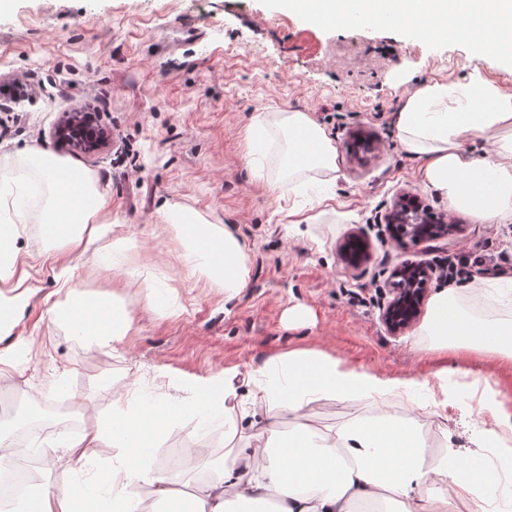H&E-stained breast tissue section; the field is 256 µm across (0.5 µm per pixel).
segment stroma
<instances>
[{"instance_id":"stroma-1","label":"stroma","mask_w":512,"mask_h":512,"mask_svg":"<svg viewBox=\"0 0 512 512\" xmlns=\"http://www.w3.org/2000/svg\"><path fill=\"white\" fill-rule=\"evenodd\" d=\"M512 92V64L457 38L429 39L412 22L392 26L321 20L312 4L280 0H6L0 7V156L52 151L96 173L107 192L103 236L82 255L29 268L30 294L13 334L17 370L0 374V396L34 405L72 398L93 429L112 416L134 383L147 393L176 392V374L235 367L266 356L319 349L350 366L393 377H424L443 366L478 369L512 393V368L484 356L458 357L416 345V330L391 333L381 320L388 280L404 261L474 268L493 260L512 275V223L479 224L453 210L418 174L420 163L395 136L394 118L418 86L465 80L473 67ZM90 111L109 136L101 149L67 150L54 131L67 112ZM308 112L333 140L335 214L290 224L287 198L252 179L243 159L245 128L258 112ZM418 197L459 232L401 247L386 223L400 195ZM167 204L230 225L250 245L251 274L238 299L191 275L175 234L161 222ZM369 258L347 265L350 234ZM126 249L113 269L114 245ZM89 294L115 296L135 319L128 336L106 346L73 342L49 310L63 276ZM166 290L171 311L145 308V291ZM40 337L45 349L23 339ZM414 418L424 445L475 449L468 407L420 414L390 395L321 400L305 424L329 432L375 416ZM174 429L162 441L177 499L201 497L212 462L227 446L202 432L185 447Z\"/></svg>"}]
</instances>
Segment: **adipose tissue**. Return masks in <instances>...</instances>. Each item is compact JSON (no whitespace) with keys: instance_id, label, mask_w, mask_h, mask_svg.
<instances>
[{"instance_id":"adipose-tissue-1","label":"adipose tissue","mask_w":512,"mask_h":512,"mask_svg":"<svg viewBox=\"0 0 512 512\" xmlns=\"http://www.w3.org/2000/svg\"><path fill=\"white\" fill-rule=\"evenodd\" d=\"M396 17H412L425 37L444 40L434 26L438 14L455 9L492 21L512 9V0H389ZM396 137L423 161L424 184L447 198L451 208L480 224L512 223V92L473 68L465 82L431 81L408 96L397 114ZM245 164L267 190L281 195L285 182L314 181L336 172V147L306 112H260L245 130ZM487 144L484 158L464 150L465 142ZM106 199L97 178L55 153L25 149L0 161V282L25 276L27 254L16 248L17 227L27 218L40 224L46 241L64 240L69 252L84 251L105 222ZM177 235L192 272L232 302L249 275V248L228 225L171 207L161 214ZM463 285L441 287L417 332L420 346L433 351L488 356L512 365V276L482 281L480 298L466 303ZM110 303L68 285L50 316L77 343L101 345L126 335L132 317L115 320ZM194 395L135 396L105 428L85 430L60 445L53 465L57 481L44 486L36 503L27 498V475L0 455V500L10 512H78L77 501L106 512H151L138 486L151 487L152 506L165 512H227V493L251 506L277 492L276 512H441L449 497L471 499L476 512H512V448H498L500 433L512 428V404L496 382L469 370L441 368L429 378L389 377L347 365L325 352L294 350L266 357L247 373L227 367L184 376ZM398 394L428 413L444 411L450 399L489 413L479 432V449L463 455L447 448L440 480L422 467L415 421L372 418L311 436L307 426L287 432L267 418L278 409L301 414L314 401ZM223 426L225 433L249 430L250 442L234 457L213 463L205 482L206 503L183 510L173 500L168 467L159 441L187 417ZM112 439V465L84 478L79 466L95 456L104 437Z\"/></svg>"}]
</instances>
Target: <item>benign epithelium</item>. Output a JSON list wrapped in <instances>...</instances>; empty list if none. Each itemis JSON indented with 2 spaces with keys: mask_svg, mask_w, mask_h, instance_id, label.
Listing matches in <instances>:
<instances>
[{
  "mask_svg": "<svg viewBox=\"0 0 512 512\" xmlns=\"http://www.w3.org/2000/svg\"><path fill=\"white\" fill-rule=\"evenodd\" d=\"M55 136L60 142L75 148L85 144L102 147L108 141L107 134L92 127L79 112L65 113L56 127ZM388 223L398 240L409 239L414 243L435 240L459 230L457 224L436 223V219L423 214L415 202L395 209L388 216ZM341 256L356 266L368 258V253L363 242L353 236L343 244ZM431 280L432 270L423 264L404 263L393 271L390 283L393 299L382 312V321L391 332L405 330L417 319Z\"/></svg>",
  "mask_w": 512,
  "mask_h": 512,
  "instance_id": "1",
  "label": "benign epithelium"
}]
</instances>
